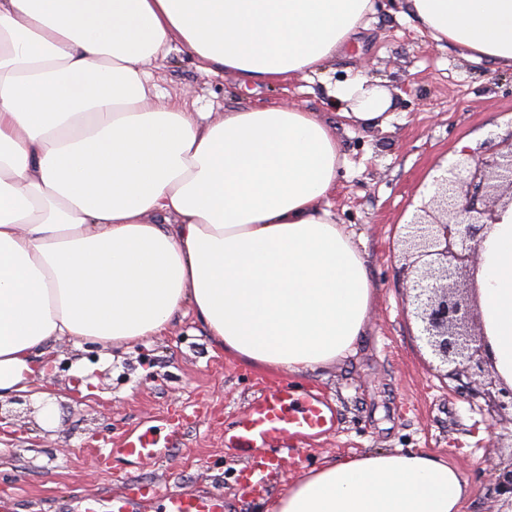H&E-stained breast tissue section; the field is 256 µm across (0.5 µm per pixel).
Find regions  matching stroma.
Listing matches in <instances>:
<instances>
[{
  "label": "stroma",
  "mask_w": 512,
  "mask_h": 512,
  "mask_svg": "<svg viewBox=\"0 0 512 512\" xmlns=\"http://www.w3.org/2000/svg\"><path fill=\"white\" fill-rule=\"evenodd\" d=\"M402 5L375 0L359 46L338 50L319 76L252 91L231 73L204 75L176 42L149 66L159 89L192 112L280 104L336 122L345 163L330 201L376 293L355 354L295 377L263 373L219 350L191 314L130 348L50 341L37 356L45 373L30 387L29 405L0 400V422L10 428L0 437V512H83L89 498L106 506L165 490L223 498L224 512H264L300 468L397 450L455 467L469 484L462 512H497L491 474L512 462V414L495 412L488 398L469 399L431 366L404 305L398 237L458 144L476 148L512 133V70L435 41ZM356 76L388 89L385 128L362 129L329 108L330 87ZM285 381L320 388L336 428L283 456L262 495H242L247 460L225 447L224 431L254 395ZM170 422L179 435L157 456H109L132 432Z\"/></svg>",
  "instance_id": "1"
}]
</instances>
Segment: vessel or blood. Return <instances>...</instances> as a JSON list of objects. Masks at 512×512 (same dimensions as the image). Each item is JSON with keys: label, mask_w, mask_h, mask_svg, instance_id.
Masks as SVG:
<instances>
[{"label": "vessel or blood", "mask_w": 512, "mask_h": 512, "mask_svg": "<svg viewBox=\"0 0 512 512\" xmlns=\"http://www.w3.org/2000/svg\"><path fill=\"white\" fill-rule=\"evenodd\" d=\"M335 415L328 399L314 389L296 390L280 385L272 392L254 396L247 416L229 428L224 445L247 453L249 465L244 470L240 489L246 494L265 490L266 477L279 466L277 456L268 454L267 447L277 444L292 450L303 439L329 431ZM177 424H169L167 432L148 426L127 436L120 450L124 456H151L163 439H174ZM164 512H224V503L215 498H200L180 494L163 497Z\"/></svg>", "instance_id": "obj_1"}]
</instances>
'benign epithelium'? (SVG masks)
<instances>
[{"mask_svg": "<svg viewBox=\"0 0 512 512\" xmlns=\"http://www.w3.org/2000/svg\"><path fill=\"white\" fill-rule=\"evenodd\" d=\"M511 204L512 137L496 146L462 150L401 237L420 339L446 367L445 376L475 397L488 396L498 412L512 410V388L496 383L474 278L483 233L498 220V209ZM488 384L496 393L482 390ZM495 492L512 503V466L495 476Z\"/></svg>", "mask_w": 512, "mask_h": 512, "instance_id": "1", "label": "benign epithelium"}]
</instances>
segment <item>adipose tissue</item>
<instances>
[{
  "label": "adipose tissue",
  "instance_id": "obj_1",
  "mask_svg": "<svg viewBox=\"0 0 512 512\" xmlns=\"http://www.w3.org/2000/svg\"><path fill=\"white\" fill-rule=\"evenodd\" d=\"M436 41L512 69V0H404ZM371 0H0V398L67 336L133 346L192 311L224 353L303 374L355 350L375 300L329 198L345 158L318 113L189 111L146 64L173 41L244 85L319 74ZM340 117L384 127L390 93L337 86ZM475 289L512 387V205L486 230ZM459 472L422 452L301 473L269 512H461Z\"/></svg>",
  "mask_w": 512,
  "mask_h": 512
}]
</instances>
